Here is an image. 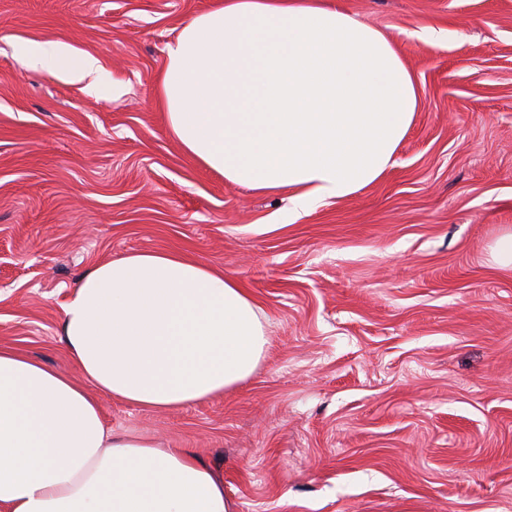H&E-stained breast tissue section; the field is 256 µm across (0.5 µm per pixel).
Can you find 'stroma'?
Instances as JSON below:
<instances>
[{"instance_id": "35a3bbf8", "label": "stroma", "mask_w": 512, "mask_h": 512, "mask_svg": "<svg viewBox=\"0 0 512 512\" xmlns=\"http://www.w3.org/2000/svg\"><path fill=\"white\" fill-rule=\"evenodd\" d=\"M422 102L379 181L295 217L171 136L156 76L215 0H0V345L71 377L62 305L94 264L177 250L235 279L269 336L243 383L116 432L190 448L234 512H512V0H344ZM426 25L430 45L412 38ZM56 40L95 89L24 65Z\"/></svg>"}]
</instances>
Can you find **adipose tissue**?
I'll return each instance as SVG.
<instances>
[{"mask_svg":"<svg viewBox=\"0 0 512 512\" xmlns=\"http://www.w3.org/2000/svg\"><path fill=\"white\" fill-rule=\"evenodd\" d=\"M23 61L68 82L100 71L53 40ZM157 97L187 152L295 215L379 180L420 100L394 41L340 0H217L169 45ZM60 340L85 385L0 347V512H232L191 449L112 433L97 397L180 409L237 386L269 344L252 297L179 253L134 252L77 282Z\"/></svg>","mask_w":512,"mask_h":512,"instance_id":"adipose-tissue-1","label":"adipose tissue"}]
</instances>
